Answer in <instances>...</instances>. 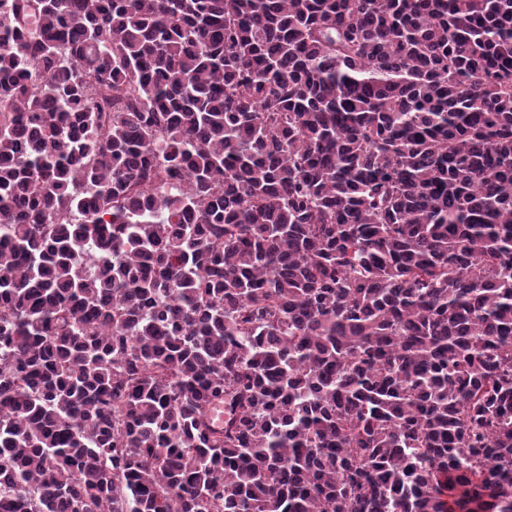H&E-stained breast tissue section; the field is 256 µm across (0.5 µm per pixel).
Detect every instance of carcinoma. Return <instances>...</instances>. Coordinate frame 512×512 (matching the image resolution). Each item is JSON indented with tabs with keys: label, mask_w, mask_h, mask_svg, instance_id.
Returning <instances> with one entry per match:
<instances>
[{
	"label": "carcinoma",
	"mask_w": 512,
	"mask_h": 512,
	"mask_svg": "<svg viewBox=\"0 0 512 512\" xmlns=\"http://www.w3.org/2000/svg\"><path fill=\"white\" fill-rule=\"evenodd\" d=\"M0 512H512V0H0Z\"/></svg>",
	"instance_id": "1"
}]
</instances>
